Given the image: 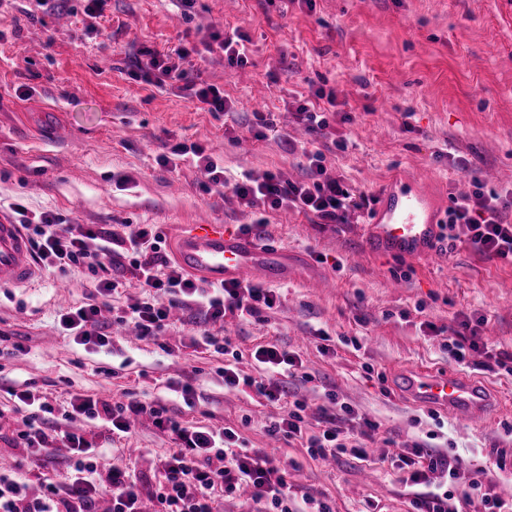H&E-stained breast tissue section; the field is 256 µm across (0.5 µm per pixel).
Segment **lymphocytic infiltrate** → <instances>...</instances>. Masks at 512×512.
<instances>
[{"instance_id": "obj_1", "label": "lymphocytic infiltrate", "mask_w": 512, "mask_h": 512, "mask_svg": "<svg viewBox=\"0 0 512 512\" xmlns=\"http://www.w3.org/2000/svg\"><path fill=\"white\" fill-rule=\"evenodd\" d=\"M194 52V47L186 45L166 56L142 49L143 59L137 63L135 75L149 84H183L206 111H225L223 90L189 81L182 63ZM187 154L195 158L203 191L231 186L241 206L262 213L291 209L313 215L324 224H341L349 210L369 206L367 197L353 195L341 180L326 178V156L319 150L307 153L309 178L303 182H290L266 171L248 173L241 182L229 183L223 166L198 144L174 146L160 161L165 164L170 156ZM472 183V196L455 200L448 211L449 240L466 236L479 254L512 262V224L502 218L503 210L512 207V190L487 195L480 178H473ZM10 208L40 267L61 275L84 268L92 276L90 303L58 313L60 330L75 344L111 347L112 338L99 315L102 300L113 296L121 286L112 274V266L122 260L127 261L140 293L129 298L117 320L132 323L142 340L162 336L170 327L171 307L183 305L196 307L199 315L189 331L190 346L216 347L220 340L214 328L223 324L227 315H253L275 303V292L256 284L213 285L190 278L163 254L164 236L157 225L127 224L122 231L108 232L72 223L51 211L30 214L18 201ZM445 348L460 364L466 363L470 353L484 352V370L512 374V356L489 349L479 324L470 318H463L458 328L449 329ZM254 358L263 367V376L242 374L228 364L224 367L225 386L251 387L268 402L276 403L284 394L281 376H297L304 381L309 378L301 360L279 345L258 347ZM15 396L23 412V428L13 445L19 448L21 457L0 467V512H99L103 501L109 504L107 512H144L147 500L153 502V512H220L221 493L233 494L243 488L248 490L255 512H300L290 495L287 464L260 448L238 449L239 436L233 429L188 426L169 416L161 402L146 403L134 396L112 403L74 394L56 406L28 388L16 391ZM327 399L333 412L326 415L319 433H308L302 415L304 405L298 401L270 423L269 433L288 441H302L315 459L347 453L364 458L366 443L372 440L377 423L359 415L336 394H328ZM142 414L153 417L155 425L171 435L173 452L151 474L115 465L107 475H100L94 463L98 449L72 427V420L81 417L99 421L112 433L126 437ZM52 446L68 450V470L55 481L42 482L40 493H33L30 479L19 476L22 461L39 458ZM392 460L405 470V485L415 489L410 501L412 512H459L462 503L473 506L475 512H512V501L504 500L496 491V479L474 477L468 463L457 455L416 442L393 454Z\"/></svg>"}]
</instances>
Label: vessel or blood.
<instances>
[{
    "instance_id": "obj_1",
    "label": "vessel or blood",
    "mask_w": 512,
    "mask_h": 512,
    "mask_svg": "<svg viewBox=\"0 0 512 512\" xmlns=\"http://www.w3.org/2000/svg\"><path fill=\"white\" fill-rule=\"evenodd\" d=\"M446 212L441 196L416 178L393 176L377 193L364 226V248L378 256L437 259ZM175 255L185 271L211 283L237 282L251 275L275 283L308 262L302 253L274 242L260 244L253 236L226 231L220 224L191 225L178 239ZM33 275L26 236L0 215V285L23 284ZM395 389L419 404L475 425L486 419L493 402L480 380L431 368L398 373Z\"/></svg>"
}]
</instances>
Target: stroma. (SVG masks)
I'll return each instance as SVG.
<instances>
[{
  "instance_id": "1",
  "label": "stroma",
  "mask_w": 512,
  "mask_h": 512,
  "mask_svg": "<svg viewBox=\"0 0 512 512\" xmlns=\"http://www.w3.org/2000/svg\"><path fill=\"white\" fill-rule=\"evenodd\" d=\"M240 31L248 62L230 67L221 49L185 66L195 83L224 91L230 109L200 110L188 93L148 85L131 76L140 49L166 53L186 42ZM335 89L338 106L322 136L306 131L294 104L311 88ZM273 113L263 130L259 114ZM345 140L346 150L335 149ZM199 144L227 176L271 171L306 179L305 151L322 150L326 173L356 194L376 196L395 171L426 175V183L453 198L512 189V0H196L189 17L170 0H106L101 17L84 14L83 0H0V208L22 198L33 211L51 210L108 229L156 224L163 252L193 224L242 230L256 213L232 191L199 187L191 159L161 164L173 145ZM462 156L471 172L457 168ZM367 212L342 224H321L293 210L266 212L260 240L306 254L333 280L319 288L301 277L276 285L273 308L245 318L226 316L224 337L238 366L253 374L257 346L276 343L296 352L311 376L285 379V398L268 404L248 388L224 387V354L139 340L113 322V311L137 293L126 267L114 275L126 285L103 310L112 334L108 351L69 342L53 323L62 305L86 300L90 274L67 277L38 271L21 286L0 288V333L24 345L0 358V410L12 409L14 389L35 383L48 399L89 391L123 400L162 399L171 416L235 429L247 445L288 462L291 495L328 500L334 512H410L412 490L391 464L375 463L389 446L427 442L498 477L512 496V375L481 370L482 353L458 366L445 336L426 323L454 325L457 317L484 318L483 338L512 354V265L485 258L466 240L440 243L439 259L417 262L369 254L361 226ZM332 338L321 351L316 330ZM437 367L478 376L502 395L498 414L480 426L411 404L393 388L395 370ZM191 379L194 406L167 381ZM333 392L379 430L369 460L342 454L322 462L300 444L269 436L272 417L293 401L317 422ZM104 454L100 471L125 462H159L173 446L150 415H141L129 441L107 427L76 419Z\"/></svg>"
}]
</instances>
